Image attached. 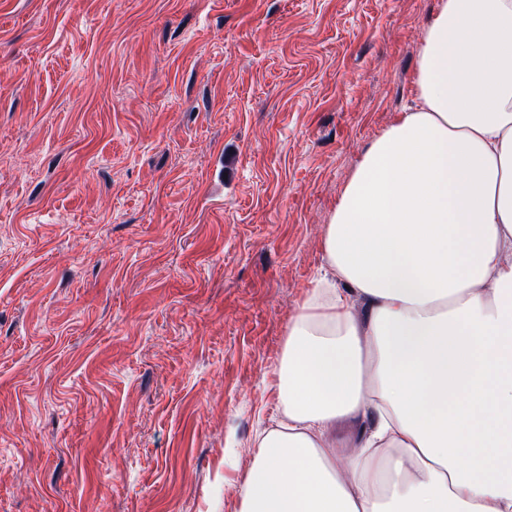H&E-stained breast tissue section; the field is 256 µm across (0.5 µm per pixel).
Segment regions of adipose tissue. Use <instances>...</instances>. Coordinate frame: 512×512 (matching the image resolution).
<instances>
[{
  "label": "adipose tissue",
  "instance_id": "adipose-tissue-1",
  "mask_svg": "<svg viewBox=\"0 0 512 512\" xmlns=\"http://www.w3.org/2000/svg\"><path fill=\"white\" fill-rule=\"evenodd\" d=\"M324 261L240 512H512V0H439Z\"/></svg>",
  "mask_w": 512,
  "mask_h": 512
}]
</instances>
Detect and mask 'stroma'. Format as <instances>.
<instances>
[{"mask_svg": "<svg viewBox=\"0 0 512 512\" xmlns=\"http://www.w3.org/2000/svg\"><path fill=\"white\" fill-rule=\"evenodd\" d=\"M437 5L0 0V512H239Z\"/></svg>", "mask_w": 512, "mask_h": 512, "instance_id": "stroma-1", "label": "stroma"}]
</instances>
